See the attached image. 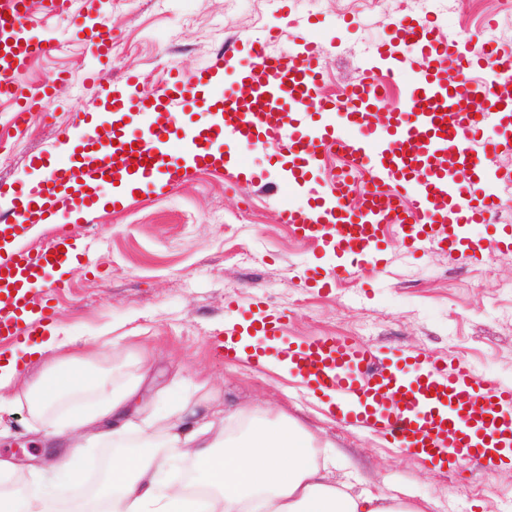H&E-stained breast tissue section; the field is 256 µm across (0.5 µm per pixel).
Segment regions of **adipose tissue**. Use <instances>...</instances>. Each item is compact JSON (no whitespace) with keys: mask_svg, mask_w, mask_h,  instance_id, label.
I'll list each match as a JSON object with an SVG mask.
<instances>
[{"mask_svg":"<svg viewBox=\"0 0 512 512\" xmlns=\"http://www.w3.org/2000/svg\"><path fill=\"white\" fill-rule=\"evenodd\" d=\"M18 375L15 360L0 362V406L23 405L37 418L64 399L100 393L95 407L76 408L62 418L57 434L68 437L71 447L61 463L40 470L36 492L22 500L0 495V512H59L55 486L77 478L79 441L121 443L136 390L103 391L100 377L64 356L54 371L20 394L12 391ZM163 429L164 445L147 440L113 457L107 479L93 496L105 503V512H397L385 492L332 478L327 463L336 454L333 446L314 448L311 435L292 422L251 423L239 443L226 441L223 429L211 422L195 428L170 415ZM167 448L192 460L193 481L212 488V495L193 498L162 480ZM320 453L325 463L317 462Z\"/></svg>","mask_w":512,"mask_h":512,"instance_id":"1","label":"adipose tissue"}]
</instances>
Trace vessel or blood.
<instances>
[{"instance_id": "b4317fda", "label": "vessel or blood", "mask_w": 512, "mask_h": 512, "mask_svg": "<svg viewBox=\"0 0 512 512\" xmlns=\"http://www.w3.org/2000/svg\"><path fill=\"white\" fill-rule=\"evenodd\" d=\"M26 0H0V99L12 101L14 121L50 97V86L21 88L17 78L32 54L48 55L56 43L37 29ZM73 33L89 47L96 63L112 53V30L105 15L95 24L78 19ZM264 41L236 40L224 53L239 59L237 82L225 84L207 67L184 76L171 73L161 93L138 92L139 75L124 78L131 95L111 92L112 111L93 123L79 119L50 144L30 155L36 180L14 181L0 217V340L31 342L51 323L50 294L64 283L57 272L82 260L83 246L63 220L70 211L97 209L115 182L135 180L139 193H171L187 170L221 171L246 165L249 153L273 150L288 165L284 187L295 201L283 209L285 223L305 239L332 250L345 272L377 264L386 248L385 230L395 226L402 244L413 251L437 247L457 252L511 248L512 225L479 241L468 226L489 222L503 199L483 185L499 143L483 137L488 119L512 127V96L503 94V74L512 57L489 55L458 40L438 39L432 26L399 19L393 40L412 45L421 59L419 75L407 85L408 109L373 120L380 106L379 78L399 79L403 59L379 51L366 62L364 76L346 92L347 104L318 93L321 52L315 43L299 45L287 72L273 70ZM489 70L484 89L501 105L496 115L458 111L471 93L468 73ZM199 113L196 121L182 112ZM338 147L364 171L368 194H354L347 174L316 179L325 151ZM452 154L457 174L434 164ZM59 221L51 245L34 251L29 233L48 218ZM42 286L48 298L34 303L31 290ZM268 336L278 358L291 363L313 393L353 401V421L386 433L394 447L451 466L486 461L512 450V385L489 380L465 365L446 364L415 351L381 357L372 349L333 337L307 342L280 341L282 323L270 312L252 323Z\"/></svg>"}]
</instances>
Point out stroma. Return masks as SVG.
Masks as SVG:
<instances>
[{
	"instance_id": "1",
	"label": "stroma",
	"mask_w": 512,
	"mask_h": 512,
	"mask_svg": "<svg viewBox=\"0 0 512 512\" xmlns=\"http://www.w3.org/2000/svg\"><path fill=\"white\" fill-rule=\"evenodd\" d=\"M103 6L112 29V59L93 70L86 46L70 36V20L32 15L59 48L22 75L37 84L66 75V82L16 128L13 109L0 100V182L20 175L27 157L42 149L75 114L99 111L104 89L127 74L156 93L170 71L191 75L206 66L231 74L224 49L239 38L261 39L276 29L281 60H293L295 35L326 50L321 93L341 96L360 80L362 63L377 47L391 46L402 15L420 16L418 0H74L73 12ZM502 33L512 54V14L500 0L474 11L454 9L433 24L441 38ZM278 199L208 171L185 176L169 196L130 198L71 227L88 245V260L66 275L52 323L68 353L85 361L118 391L141 386L144 413L187 400L197 416L237 408L259 411L270 423L296 422L318 444L338 451L337 474L358 473L369 486L426 512H500L512 505V469L490 473L466 465L455 473L430 469L416 454L390 447L378 434L326 413L298 381L278 370L225 359L230 330L249 321V309L278 311L284 340L341 337L365 345L413 349L448 364L462 363L494 381L512 384V248L482 254H421L391 243L381 270L351 275L329 289L312 287L309 265L331 267L333 253L299 238L281 218ZM98 344H89V337ZM0 456L13 475L29 473L65 452L52 422L33 424L26 409H0Z\"/></svg>"
}]
</instances>
